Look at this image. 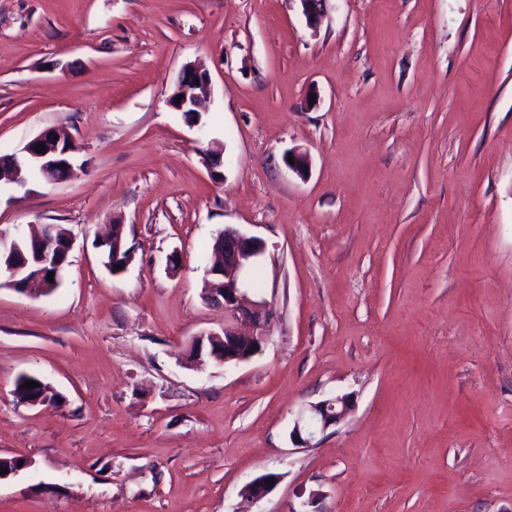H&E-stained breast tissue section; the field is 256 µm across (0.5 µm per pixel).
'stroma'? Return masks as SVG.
Wrapping results in <instances>:
<instances>
[{
	"label": "stroma",
	"mask_w": 512,
	"mask_h": 512,
	"mask_svg": "<svg viewBox=\"0 0 512 512\" xmlns=\"http://www.w3.org/2000/svg\"><path fill=\"white\" fill-rule=\"evenodd\" d=\"M198 61L192 127L168 100ZM53 127L74 175L0 182V229L74 239L51 295L0 284V454L28 462L0 512H512V0H326L315 29L299 0H0V153ZM227 224L266 242L273 317L197 367ZM112 243V250H108V246ZM124 246V240H123V231H122V225L121 224H112V233L106 237L103 238L96 243V247L99 248L102 252H105L106 261L105 265L110 266V272L112 274H118L123 272V270H114L113 272V266L115 265H121L124 263V260L126 259L128 262L133 261V251L130 248H126V251L124 254H122V257L115 262L113 261L112 264V258L113 255L116 256V258L120 257V254L122 252ZM107 251V252H106ZM28 380L37 382L39 384V387H35L34 389H26L22 388V385L26 383ZM47 385L38 377L33 375H22L20 376L15 384L14 393L16 395V398L18 399V402H25V404L28 405H37L40 403L39 397H43V400L47 398L46 395ZM36 400V401H32ZM26 401H32V402H26ZM348 410V402L343 397L324 399L310 405L306 412H300L294 421L291 432L293 441L302 447H309L317 433L343 418Z\"/></svg>",
	"instance_id": "stroma-1"
}]
</instances>
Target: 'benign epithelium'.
Listing matches in <instances>:
<instances>
[{
    "label": "benign epithelium",
    "mask_w": 512,
    "mask_h": 512,
    "mask_svg": "<svg viewBox=\"0 0 512 512\" xmlns=\"http://www.w3.org/2000/svg\"><path fill=\"white\" fill-rule=\"evenodd\" d=\"M325 0H300L302 13L309 27L317 28L324 15ZM209 74L203 65L189 64L181 72L180 78L169 98L170 106L186 112L189 122L198 125L201 122V112L198 110V92L208 84ZM43 152H36V148ZM73 147L70 138L57 129L45 130L29 139L20 150L3 162L0 160V174H12L14 182L20 186L26 184L24 172L36 168L41 171L43 178L49 183H55L71 176L74 171L71 154ZM286 155L292 156L294 162H285L288 170L301 178L307 177L303 167L311 166L307 152L290 149ZM21 228H16L11 235L0 230V256L21 250ZM223 247L218 254V260L208 268L207 275L212 279L222 280L221 287L207 292L206 300L211 305L224 308V328L220 332L208 331L196 335L191 343L194 349L192 357L202 360L208 356L224 365H237L250 360L256 352L253 347L263 348L268 338L270 309L265 303L249 298L252 289L248 288L242 279L246 266L256 260H261L266 253V243L258 235L252 234L240 227L226 225L218 233ZM124 246L122 225H112V233L96 243L101 251L112 250V255L120 256ZM73 249V239L67 238L57 246L56 253L36 250L32 260L10 268L8 273L13 279L21 280L22 286L36 283L44 293H50L60 280L61 271L68 264ZM54 272V282H49V272ZM248 323L252 327L249 333H242L238 325ZM348 410V402L343 397L324 399L298 414L291 432L293 441L307 447L315 439L317 433L343 418ZM278 477L273 474L263 475L246 487V493L261 499L267 496L275 487Z\"/></svg>",
    "instance_id": "benign-epithelium-1"
}]
</instances>
